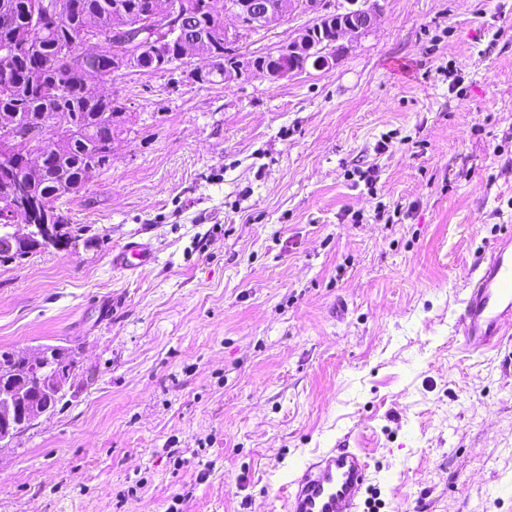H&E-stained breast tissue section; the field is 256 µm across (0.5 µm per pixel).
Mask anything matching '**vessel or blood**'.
Listing matches in <instances>:
<instances>
[{
  "instance_id": "vessel-or-blood-1",
  "label": "vessel or blood",
  "mask_w": 512,
  "mask_h": 512,
  "mask_svg": "<svg viewBox=\"0 0 512 512\" xmlns=\"http://www.w3.org/2000/svg\"><path fill=\"white\" fill-rule=\"evenodd\" d=\"M153 250L130 241L112 258L115 268L133 271L153 264ZM462 345L490 351L512 340V237L497 241L477 267L458 318ZM370 485L362 449L332 448L305 463L286 485L283 512H361Z\"/></svg>"
}]
</instances>
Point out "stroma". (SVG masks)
Here are the masks:
<instances>
[{"mask_svg": "<svg viewBox=\"0 0 512 512\" xmlns=\"http://www.w3.org/2000/svg\"><path fill=\"white\" fill-rule=\"evenodd\" d=\"M379 5L327 70L91 81L126 112L56 202L78 245L0 263V349L79 368L0 447V512H279L326 448L366 449L380 512H512V356L454 332L512 233V0ZM131 240L155 262L113 268Z\"/></svg>", "mask_w": 512, "mask_h": 512, "instance_id": "35a3bbf8", "label": "stroma"}]
</instances>
